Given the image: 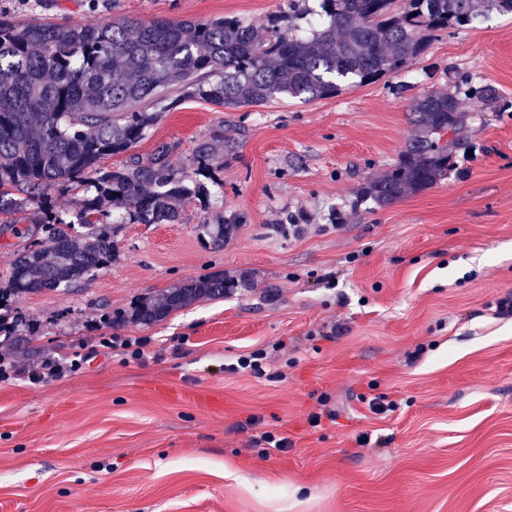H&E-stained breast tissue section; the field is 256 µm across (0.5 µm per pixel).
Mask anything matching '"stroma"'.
Instances as JSON below:
<instances>
[{
	"label": "stroma",
	"mask_w": 512,
	"mask_h": 512,
	"mask_svg": "<svg viewBox=\"0 0 512 512\" xmlns=\"http://www.w3.org/2000/svg\"><path fill=\"white\" fill-rule=\"evenodd\" d=\"M279 3L0 0V12L259 28ZM459 75L499 95L491 109L460 96L470 153L425 191L359 200L415 138V99ZM203 140L223 163L208 205L124 225L109 267L15 302L20 336L0 344L14 366L0 376V512H512V316L494 314L512 291V14L437 33L399 73L333 97L250 112L184 101L133 151L173 144L188 171ZM234 214L223 247L203 237V221ZM36 218L0 216V283ZM243 270L251 291L149 328L112 321ZM115 337L147 338L144 360L113 351ZM254 351L284 379L227 371ZM50 361L63 372L30 383ZM382 395L396 408L378 416L368 401ZM326 408L335 419L310 427ZM266 431L290 448L264 453L253 439Z\"/></svg>",
	"instance_id": "stroma-1"
}]
</instances>
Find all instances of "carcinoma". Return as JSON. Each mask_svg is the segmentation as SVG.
<instances>
[{
    "mask_svg": "<svg viewBox=\"0 0 512 512\" xmlns=\"http://www.w3.org/2000/svg\"><path fill=\"white\" fill-rule=\"evenodd\" d=\"M287 0L265 19L266 35L234 16L148 23L126 18L71 26L43 17L16 22L0 14V215L32 206L41 236L16 254L0 286V334L14 336L12 303L69 286L109 267L124 224H177L182 202L211 196L217 168L209 142L196 144L198 179L158 146L145 160L118 167L103 160L128 152L160 113L186 99L239 109L274 99L328 98L344 87L374 82L409 66L435 33L471 24L492 11L512 13V0ZM302 20L309 34H298ZM455 91L415 101L421 134L390 172L360 192L383 207L448 175L468 113ZM483 108L497 99L491 86L468 87ZM92 189L73 220L52 211L48 192L59 185ZM219 247L239 224H201ZM251 274H218L141 299L126 318L150 327L201 300L249 289Z\"/></svg>",
    "mask_w": 512,
    "mask_h": 512,
    "instance_id": "obj_1",
    "label": "carcinoma"
}]
</instances>
